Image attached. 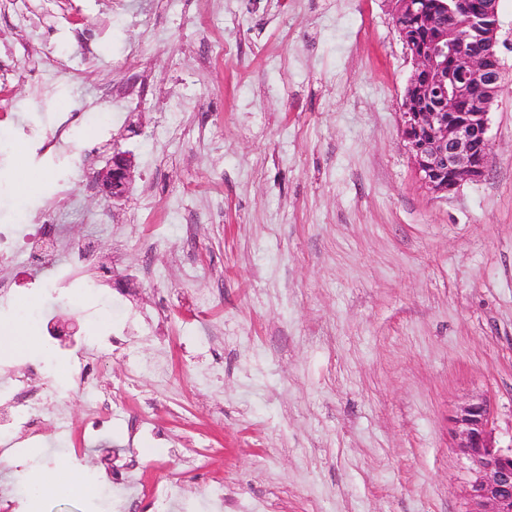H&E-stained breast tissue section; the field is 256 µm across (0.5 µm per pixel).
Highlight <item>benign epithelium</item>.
<instances>
[{"label":"benign epithelium","instance_id":"benign-epithelium-1","mask_svg":"<svg viewBox=\"0 0 512 512\" xmlns=\"http://www.w3.org/2000/svg\"><path fill=\"white\" fill-rule=\"evenodd\" d=\"M466 20L464 30L455 20ZM393 22L413 70L402 103L401 128L422 184L444 194L483 179L491 151L489 113L503 88L498 0H399ZM133 156L112 154L102 181L109 197H127ZM456 451L473 465L466 487L469 512H512V444H498L486 399L451 417Z\"/></svg>","mask_w":512,"mask_h":512}]
</instances>
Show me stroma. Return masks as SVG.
Here are the masks:
<instances>
[{
  "instance_id": "obj_1",
  "label": "stroma",
  "mask_w": 512,
  "mask_h": 512,
  "mask_svg": "<svg viewBox=\"0 0 512 512\" xmlns=\"http://www.w3.org/2000/svg\"><path fill=\"white\" fill-rule=\"evenodd\" d=\"M40 2L22 17L0 0V126L17 139L0 196L60 245L51 266L11 273L78 336L126 348L100 367L113 415L96 431L76 383L58 398L36 377L45 437L0 453V512H25L21 473L73 448L88 492L46 489L39 512H158L133 475L180 512H210L216 478L224 512H468L451 415L489 399L512 444V0L489 172L445 196L401 137L411 65L392 0ZM206 41L241 51L209 62ZM69 112L65 170L36 150ZM99 112L118 115L102 133ZM116 150L136 161L118 205L94 179ZM87 241L95 261L76 276L96 293L41 291ZM26 332L25 356L0 350V386L44 357V329ZM132 355L171 376L129 388ZM198 445L205 476L183 465Z\"/></svg>"
}]
</instances>
